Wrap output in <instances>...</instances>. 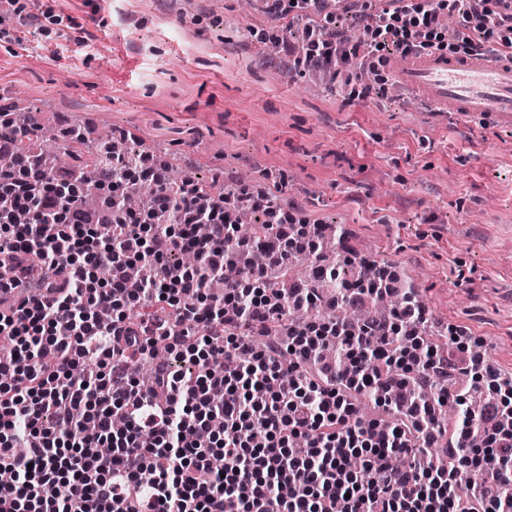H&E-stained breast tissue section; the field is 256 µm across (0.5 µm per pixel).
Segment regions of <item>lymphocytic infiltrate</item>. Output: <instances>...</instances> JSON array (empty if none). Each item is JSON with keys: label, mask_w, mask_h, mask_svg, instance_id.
I'll use <instances>...</instances> for the list:
<instances>
[{"label": "lymphocytic infiltrate", "mask_w": 512, "mask_h": 512, "mask_svg": "<svg viewBox=\"0 0 512 512\" xmlns=\"http://www.w3.org/2000/svg\"><path fill=\"white\" fill-rule=\"evenodd\" d=\"M328 0H272L276 18L308 22L299 64L330 71L367 97L368 57L439 50L512 53L504 0H388L360 15L365 58L337 31ZM31 127L0 119L14 206L0 210V255L37 257L47 298L0 313V512H512V375L445 327L444 356L420 328L419 299L395 314H336L387 294L388 267L337 283L319 259L324 225L295 222L282 184H235L217 194L191 173L171 182L101 143L79 172L42 169L26 147ZM156 191L137 223L124 204L131 172ZM98 198L87 208L86 195ZM265 217L242 238V212ZM192 253L193 266L177 262ZM318 260L314 278L269 287L292 257ZM234 265L240 275L225 280ZM149 311L130 323V311ZM294 307L317 317L290 322ZM156 363L140 381L132 362ZM470 375L471 387L449 382ZM483 398L464 410L469 392ZM369 397L391 423L360 418ZM462 408L454 433L438 415ZM474 478L460 490L459 471Z\"/></svg>", "instance_id": "f902f5d3"}]
</instances>
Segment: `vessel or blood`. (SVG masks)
<instances>
[{"label":"vessel or blood","instance_id":"1","mask_svg":"<svg viewBox=\"0 0 512 512\" xmlns=\"http://www.w3.org/2000/svg\"><path fill=\"white\" fill-rule=\"evenodd\" d=\"M389 78L441 112L512 121V59L413 52L388 65Z\"/></svg>","mask_w":512,"mask_h":512}]
</instances>
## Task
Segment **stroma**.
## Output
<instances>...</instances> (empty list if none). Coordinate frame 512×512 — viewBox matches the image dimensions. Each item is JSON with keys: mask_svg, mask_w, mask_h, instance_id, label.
Masks as SVG:
<instances>
[{"mask_svg": "<svg viewBox=\"0 0 512 512\" xmlns=\"http://www.w3.org/2000/svg\"><path fill=\"white\" fill-rule=\"evenodd\" d=\"M42 29L0 36V113L94 157L72 130L108 125L214 188L285 180L295 212L351 252L412 276L433 321L465 327L512 372V125L443 116L403 92L305 93L266 0H28Z\"/></svg>", "mask_w": 512, "mask_h": 512, "instance_id": "1", "label": "stroma"}]
</instances>
